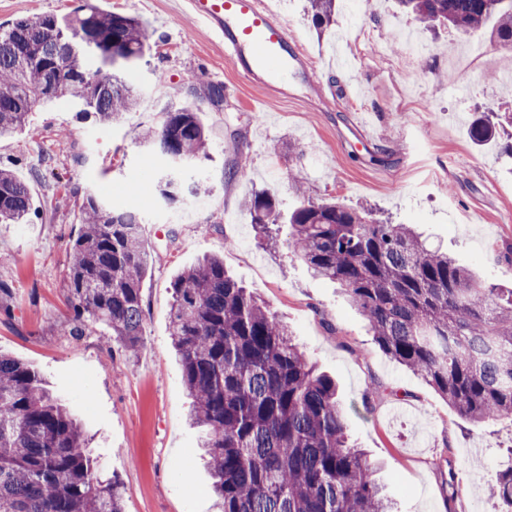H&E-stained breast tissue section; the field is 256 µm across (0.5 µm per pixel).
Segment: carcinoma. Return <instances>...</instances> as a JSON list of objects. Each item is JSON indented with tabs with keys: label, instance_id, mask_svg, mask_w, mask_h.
<instances>
[{
	"label": "carcinoma",
	"instance_id": "carcinoma-1",
	"mask_svg": "<svg viewBox=\"0 0 512 512\" xmlns=\"http://www.w3.org/2000/svg\"><path fill=\"white\" fill-rule=\"evenodd\" d=\"M424 25L487 27L512 48V6L502 0H398ZM335 0H309L312 22H331ZM93 32L92 49L83 35ZM148 29L136 17L90 9L60 19L22 17L0 28V138L29 124L41 103H66L113 122L138 104L128 72L144 57ZM119 56L122 66L103 69ZM46 88L39 99L28 91ZM188 95L224 104V85L202 81ZM489 119L471 122L475 143L495 138ZM208 137L195 104L160 113L143 142L174 160H202ZM265 246L277 244L274 198L246 201ZM30 188L0 169V223L22 224ZM288 248L315 278L336 283L378 346L420 375L460 416L485 423L512 416V289L488 284L405 224L372 210L301 199L288 216ZM151 251L140 221L86 196L70 247L73 333L96 324L119 348L142 346V283ZM169 335L206 430L220 512H391L376 466L349 442L335 382L316 372L269 306L207 256L173 285ZM87 438L43 387L38 373L0 354V512H123L120 483L99 470ZM494 495L512 505V467Z\"/></svg>",
	"mask_w": 512,
	"mask_h": 512
}]
</instances>
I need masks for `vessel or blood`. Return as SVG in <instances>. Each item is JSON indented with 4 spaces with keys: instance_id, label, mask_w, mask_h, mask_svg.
<instances>
[{
    "instance_id": "1",
    "label": "vessel or blood",
    "mask_w": 512,
    "mask_h": 512,
    "mask_svg": "<svg viewBox=\"0 0 512 512\" xmlns=\"http://www.w3.org/2000/svg\"><path fill=\"white\" fill-rule=\"evenodd\" d=\"M192 19L209 28L224 43L240 76L249 84L270 90L290 75L306 69L290 36L263 0H184Z\"/></svg>"
}]
</instances>
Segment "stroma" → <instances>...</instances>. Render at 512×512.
Instances as JSON below:
<instances>
[{
    "label": "stroma",
    "instance_id": "obj_1",
    "mask_svg": "<svg viewBox=\"0 0 512 512\" xmlns=\"http://www.w3.org/2000/svg\"><path fill=\"white\" fill-rule=\"evenodd\" d=\"M266 2L313 67L310 79L291 77L284 96L248 85L223 42L179 13L178 0H0V24L86 5L140 18L151 34L130 74L140 104L119 122L42 106L0 140V168L27 180L33 197L28 223L0 224V282L10 288L0 300L12 312L0 319V352L38 372L78 419L91 457L121 483L124 512H214L168 314L173 279L216 254L335 379L351 438L378 463L394 512H500L487 488L512 465V417L476 425L459 416L383 353L334 284L290 254L288 227L278 247L259 245L244 202L265 191L287 212L302 192L316 203L368 207L512 288V154L469 137L480 113L512 109V49L480 30L497 61L479 57L460 71L452 61L470 50L467 35L424 27L395 0H340L335 24L320 31L307 0ZM397 36L407 46L395 47ZM199 79L223 84L224 106L201 107L208 159L175 163L140 134L163 110L186 105ZM171 177L180 185L173 202L128 190L136 179ZM89 194L154 229L134 357L110 349L100 326L72 333L68 252Z\"/></svg>",
    "mask_w": 512,
    "mask_h": 512
}]
</instances>
